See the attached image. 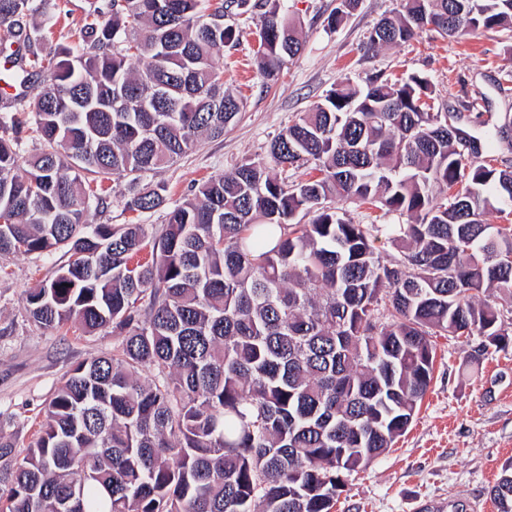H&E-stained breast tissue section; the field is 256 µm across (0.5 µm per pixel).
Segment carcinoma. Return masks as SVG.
<instances>
[{"mask_svg":"<svg viewBox=\"0 0 512 512\" xmlns=\"http://www.w3.org/2000/svg\"><path fill=\"white\" fill-rule=\"evenodd\" d=\"M54 8L0 0V54L37 90L0 108V255L65 250L26 291L31 317L116 343L69 371L25 454L0 437V512H332L336 475L412 423L432 337L477 338L474 366L512 341V224L481 219L512 202V162H475L490 141L457 139L461 113L431 111L425 79H346L267 159L170 202L142 177L243 108L221 80L224 18L259 12L271 77L301 50L283 0H88L70 46L20 56ZM458 15L509 29L512 0H400L369 48L455 37ZM28 139L43 149L23 161ZM309 162L319 177L273 173ZM106 181L133 186L131 211L167 207L161 231L89 223ZM337 201L407 222L356 224ZM490 495L512 512V464Z\"/></svg>","mask_w":512,"mask_h":512,"instance_id":"carcinoma-1","label":"carcinoma"}]
</instances>
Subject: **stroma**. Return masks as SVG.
Masks as SVG:
<instances>
[{
    "label": "stroma",
    "mask_w": 512,
    "mask_h": 512,
    "mask_svg": "<svg viewBox=\"0 0 512 512\" xmlns=\"http://www.w3.org/2000/svg\"><path fill=\"white\" fill-rule=\"evenodd\" d=\"M296 23L302 52L287 60L272 80L254 67L258 18L241 16L234 47L224 51V86L243 99L237 121L223 136L201 139L184 158L156 175L170 200L190 197L195 185L230 172L247 160L266 157L271 141L323 100L342 79L364 84L367 77L426 79L438 112L475 111L500 117L512 113V32L479 30L457 39L423 30L402 46L364 51L376 22L399 0H358L340 23L331 17L340 0H284ZM126 183H116L94 224H140L160 231L164 211L126 209ZM50 255H0V435L26 450L46 419L45 406L76 364L112 353L111 333L84 334L78 323L51 329L30 317L25 290L65 262ZM434 378L407 432L364 470L350 476L334 512H420L429 501L445 512H466L457 495L490 501L489 491L512 462V349L486 355L478 368L467 356L474 339H436Z\"/></svg>",
    "instance_id": "35a3bbf8"
}]
</instances>
